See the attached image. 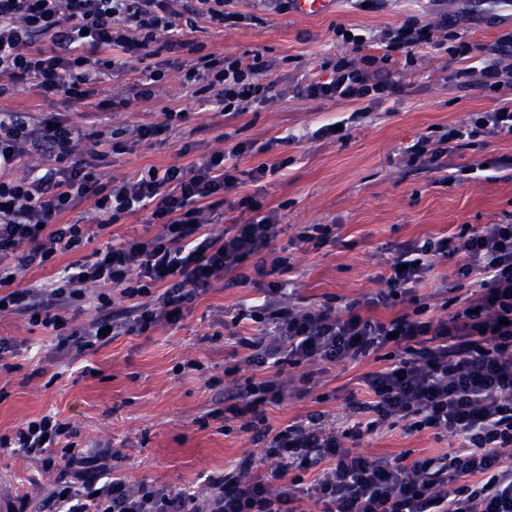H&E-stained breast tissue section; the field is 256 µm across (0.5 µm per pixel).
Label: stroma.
Wrapping results in <instances>:
<instances>
[{
	"label": "stroma",
	"instance_id": "1",
	"mask_svg": "<svg viewBox=\"0 0 512 512\" xmlns=\"http://www.w3.org/2000/svg\"><path fill=\"white\" fill-rule=\"evenodd\" d=\"M471 0H381L372 11L355 0H332L327 12L302 16L277 10L273 0H232L241 13L237 24L209 36L207 46L251 61L262 53L276 98L246 114L227 119L204 96L182 86L179 71L164 79V102L138 101L126 111L105 114L119 144L103 173L122 180L150 166L190 165L238 142L258 146V153L240 158V169L275 166L274 175L258 182L243 181L224 197V222L249 219L238 207L240 197L252 196L264 211H277L280 234L273 243L277 255L288 259L291 300L304 308L329 298L363 301L383 291L381 276L392 245L453 234L463 225L490 224L512 213V170L504 169L477 183L439 184L436 174L407 166L404 146L420 136L431 138L466 119L472 112L495 106L492 95L475 87L447 83L459 60L446 52L424 48L412 67L402 61L384 70L401 81L405 92L381 104L353 124L346 139L315 138L322 125L347 117L352 108L333 100L306 99L298 92L303 75L321 62L356 51L382 56L383 30L414 17L434 19L448 14L465 40L488 44L512 28V13L500 0L489 11L467 17ZM357 29L362 48L338 43L337 26ZM185 111L186 120L148 141H131L138 126L162 122V103ZM10 104L18 112H64L80 121L82 104L63 95H39L32 89L16 92ZM311 224L337 227L334 244L321 249L297 242L296 235ZM260 285L227 288L216 284L201 294L177 324L142 335L115 337L87 360L59 357L52 331L30 325L24 318L0 315V337L17 346L11 370L0 372V432L46 414L70 422L82 446L114 455L116 474L130 484L148 482L173 490H190L209 475L232 469L260 445L238 428H225L212 418L218 407V384L229 383L225 371L233 366L234 333L250 334L253 323L237 320L241 306L256 303ZM221 341H213L216 331ZM375 357L341 361L307 369L286 367L290 391L277 404H267L268 425L278 429L314 411L329 421L348 418L350 399L367 394L359 380L379 370ZM312 373L310 384L301 376ZM457 439L434 429L409 431L406 423L387 421L356 441L354 451L373 457L401 454L441 458L457 449ZM52 477L21 452L0 449V493L29 495L39 504Z\"/></svg>",
	"mask_w": 512,
	"mask_h": 512
}]
</instances>
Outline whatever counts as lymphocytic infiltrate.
Listing matches in <instances>:
<instances>
[{"mask_svg": "<svg viewBox=\"0 0 512 512\" xmlns=\"http://www.w3.org/2000/svg\"><path fill=\"white\" fill-rule=\"evenodd\" d=\"M230 2L0 0V100L28 86L93 103L80 124L59 113L0 109V311L51 329L56 353L78 359L113 337L177 323L215 282L244 286L262 279V302L244 313L258 332L236 340L242 362L281 370L387 351L386 366L362 377L367 399L350 403L358 422L342 429L313 412L273 429L264 408L283 400L287 381L234 380L224 390L221 415L251 433L264 452L241 459L229 474L208 476L192 491L128 485L115 476L111 457L77 447L72 425L49 414L0 435V448L57 470L42 512H298L306 497L320 503L321 512H512V215L395 245L382 277L385 289L367 304L386 308L403 297L414 309L384 320L361 314L357 301L302 309L287 300V261L270 254L278 215L262 213L260 202L241 198L252 218L223 234L211 232L224 219L221 197L241 184L236 160L251 153L250 144L214 151L187 167H151L118 182L103 176L115 133L97 125L98 115L158 99L168 70H181L184 85L210 94L229 118L273 99L275 83L260 60L246 64L206 49V35L232 19ZM385 38V51L409 63L421 48L447 50L465 62L454 81L499 99L497 108L450 126L439 138L415 140L404 151L408 164L444 172L445 157L461 141L512 136V31L475 44L443 15L427 23L407 19ZM131 55L147 61L140 76L121 93L99 98L98 84L122 73ZM379 72L376 56H342L323 63L302 92L354 105L362 118L401 91ZM36 156L45 161L43 171H28ZM86 199L94 202L89 216L77 212ZM140 210L149 211L156 235L94 247L98 232ZM87 246L91 254L56 278L13 287L29 270ZM438 260L451 262L457 278L477 277L479 285L455 311L441 315L414 293ZM92 286L103 314L72 329L69 311L91 298ZM114 289L126 304L110 316ZM387 420L409 421L415 431L435 429L461 444L440 466L429 457L407 463L353 456L343 447L344 439H361ZM311 468L317 476L307 485L300 473Z\"/></svg>", "mask_w": 512, "mask_h": 512, "instance_id": "1", "label": "lymphocytic infiltrate"}]
</instances>
